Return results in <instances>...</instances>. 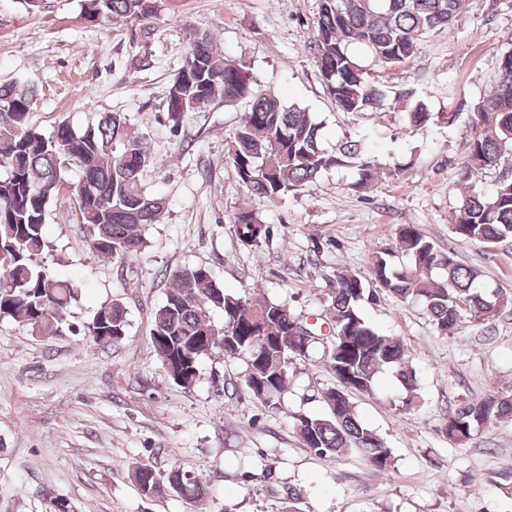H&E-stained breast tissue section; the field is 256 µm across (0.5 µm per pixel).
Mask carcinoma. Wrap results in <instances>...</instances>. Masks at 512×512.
<instances>
[{
	"instance_id": "obj_1",
	"label": "carcinoma",
	"mask_w": 512,
	"mask_h": 512,
	"mask_svg": "<svg viewBox=\"0 0 512 512\" xmlns=\"http://www.w3.org/2000/svg\"><path fill=\"white\" fill-rule=\"evenodd\" d=\"M80 2L84 19L93 26L143 20L155 11L152 0ZM462 5L463 0H320L310 50L336 106L343 112H367L390 105V90L369 76L355 49L382 66L397 67L418 54L431 33L450 26ZM37 99V86L25 79L0 83V316L51 334L78 296V285L42 260L52 202L70 194L87 249L124 262L144 249L143 226L161 221L165 200L149 193L142 182L143 173L157 160L147 139L132 131L126 114L102 113L81 131L60 121L47 135L31 120ZM216 101L248 104L227 159L247 190L270 201L304 189L331 169H356L353 187L358 190L401 172L379 162L372 150L375 134L346 137L336 148L325 149L312 113L272 93H256L245 68L227 57L212 35L192 32L181 71L167 90V121L177 128L189 113ZM397 102L415 130L430 124L432 114L417 89L402 91ZM471 123L463 172L466 187L452 229L463 242L493 246L512 237V182L499 183L489 192L478 176L512 154V52L502 57L493 90L471 105ZM73 169L79 172L76 179L70 177ZM233 220L242 244L259 247L268 239L269 226L255 211L242 208ZM399 240L407 260L401 268L395 266L392 252L384 250L372 257L367 277L336 271L328 293V309L335 318L329 339L283 303L226 292L208 268L178 269L166 299L153 312L154 354L160 362L189 360L184 387L196 381L199 358L214 349L227 358H243L247 392L274 409L288 389L291 366L318 348L329 351L336 386L324 392L327 413L299 414L293 427L316 456L353 452L371 469L384 472L391 452L357 417L351 395L373 392L379 374L393 369L406 391L403 403L413 408L420 402L419 381L403 339L368 322L361 304L377 300L382 291L400 302L418 300L437 331L450 338L464 322L483 324L509 304V298L478 288L480 269L437 251L414 225H401ZM217 312L224 319L221 326L214 321ZM127 334V311L119 299L102 307L87 326V335L98 345L117 343ZM511 421L512 393L497 391L460 402L440 432L450 444L462 446L479 429ZM164 479L186 484L191 499L203 497V486L191 474L172 471L164 476L149 467L136 472L145 495L159 491Z\"/></svg>"
}]
</instances>
